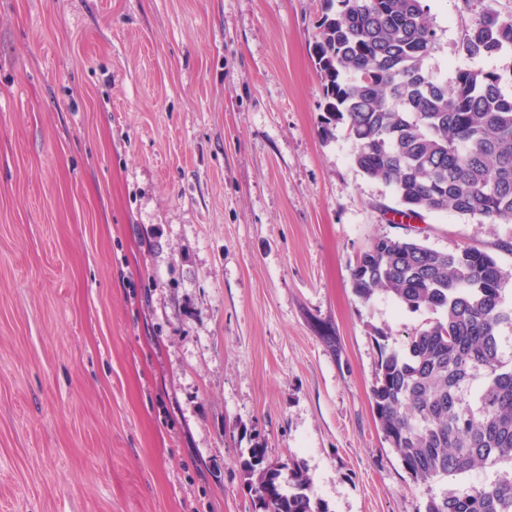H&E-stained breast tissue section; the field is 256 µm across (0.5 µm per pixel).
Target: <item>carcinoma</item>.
Segmentation results:
<instances>
[{
    "mask_svg": "<svg viewBox=\"0 0 512 512\" xmlns=\"http://www.w3.org/2000/svg\"><path fill=\"white\" fill-rule=\"evenodd\" d=\"M315 45L327 99L325 123L343 122L352 161L393 187L397 213L455 212L481 224L512 223V93L495 71L460 68L448 86L424 67L436 33L421 0H323ZM512 48V21L483 9L465 29L469 57ZM491 249L436 250L409 237L376 238L351 268L355 295L379 291L427 309L405 346L378 365L372 408L385 441L414 482L428 485L478 465L512 464V359L502 331L512 273ZM262 512H322L301 465L253 448L242 463ZM424 512H512V472L468 490L428 492Z\"/></svg>",
    "mask_w": 512,
    "mask_h": 512,
    "instance_id": "carcinoma-1",
    "label": "carcinoma"
}]
</instances>
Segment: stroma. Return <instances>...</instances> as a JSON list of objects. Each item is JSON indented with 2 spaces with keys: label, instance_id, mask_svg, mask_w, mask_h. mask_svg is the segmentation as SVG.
<instances>
[{
  "label": "stroma",
  "instance_id": "35a3bbf8",
  "mask_svg": "<svg viewBox=\"0 0 512 512\" xmlns=\"http://www.w3.org/2000/svg\"><path fill=\"white\" fill-rule=\"evenodd\" d=\"M426 62L466 60L422 0ZM321 0H0V512H260L251 449L325 512H423L370 391L430 314L352 292L380 235L487 246L452 211L398 224L324 125ZM387 338L375 335V328Z\"/></svg>",
  "mask_w": 512,
  "mask_h": 512
}]
</instances>
